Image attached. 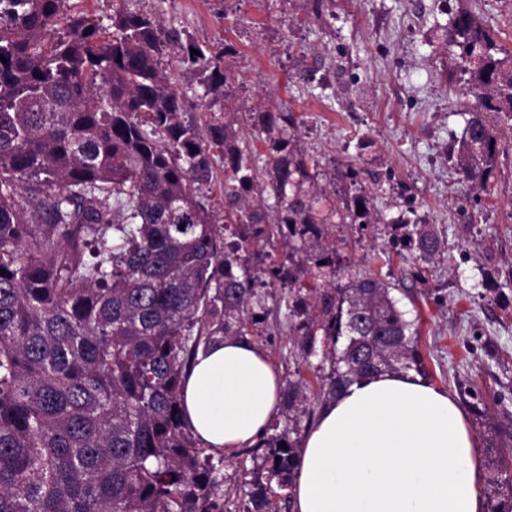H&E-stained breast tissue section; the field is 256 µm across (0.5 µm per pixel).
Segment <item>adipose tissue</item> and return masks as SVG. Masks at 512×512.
Here are the masks:
<instances>
[{
	"instance_id": "adipose-tissue-1",
	"label": "adipose tissue",
	"mask_w": 512,
	"mask_h": 512,
	"mask_svg": "<svg viewBox=\"0 0 512 512\" xmlns=\"http://www.w3.org/2000/svg\"><path fill=\"white\" fill-rule=\"evenodd\" d=\"M284 381L264 350L227 338L199 350L182 391L203 447L232 455L280 411ZM478 438L445 389L411 371L359 381L305 435L292 512H485Z\"/></svg>"
}]
</instances>
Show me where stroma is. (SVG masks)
I'll list each match as a JSON object with an SVG mask.
<instances>
[{
  "mask_svg": "<svg viewBox=\"0 0 512 512\" xmlns=\"http://www.w3.org/2000/svg\"><path fill=\"white\" fill-rule=\"evenodd\" d=\"M459 0H127L186 30L212 50L233 43L238 76L235 119L253 135L249 110L287 106L302 149L322 164L318 183L347 191L354 166L378 177L374 203L381 221L364 233L342 228L336 287L372 272L390 283L409 319L420 326L427 381L454 394L479 440L486 486L512 487L498 468L512 447V142L497 177L474 192L462 182L449 149L463 129L466 100L448 78L449 55L437 24ZM364 151H357L358 142ZM416 211L444 243L439 260L423 263L393 246L391 222ZM507 288L506 299L485 282ZM282 289L268 301L267 332L256 337L281 370L297 362L278 328ZM266 451L243 448L225 457L219 493L224 512H245L247 491L264 481Z\"/></svg>",
  "mask_w": 512,
  "mask_h": 512,
  "instance_id": "obj_1",
  "label": "stroma"
}]
</instances>
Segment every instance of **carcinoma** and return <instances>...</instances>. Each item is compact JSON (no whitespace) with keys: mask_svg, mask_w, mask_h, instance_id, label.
Here are the masks:
<instances>
[{"mask_svg":"<svg viewBox=\"0 0 512 512\" xmlns=\"http://www.w3.org/2000/svg\"><path fill=\"white\" fill-rule=\"evenodd\" d=\"M63 3L0 0V512H216L223 459L200 446L181 402L200 349L257 335L267 290L286 289L300 358L318 336L331 344L319 394L300 370L285 384L294 419L375 374L423 372L418 328L377 275L329 281L346 244L335 225L379 221L371 189L349 166L355 193L318 190L319 161L286 108L251 112L267 155L241 136L224 64L233 45L214 52L124 8L108 35L73 13L46 42ZM443 43L470 102L449 160L485 189L502 128L512 132V50L476 7L456 12ZM169 56L198 102L176 87ZM101 95L112 106H97ZM191 108L199 117L185 123ZM221 174L215 206L200 188ZM399 224L417 259L443 253L421 219ZM269 448L247 512L290 499L296 425Z\"/></svg>","mask_w":512,"mask_h":512,"instance_id":"1","label":"carcinoma"}]
</instances>
